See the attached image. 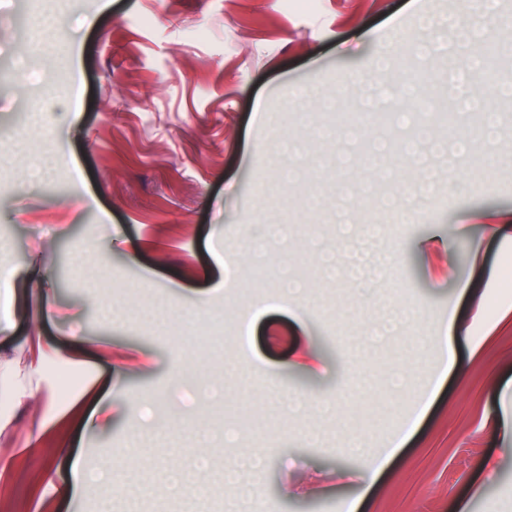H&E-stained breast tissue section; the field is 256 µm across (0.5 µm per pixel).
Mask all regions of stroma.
<instances>
[{
  "instance_id": "obj_1",
  "label": "stroma",
  "mask_w": 512,
  "mask_h": 512,
  "mask_svg": "<svg viewBox=\"0 0 512 512\" xmlns=\"http://www.w3.org/2000/svg\"><path fill=\"white\" fill-rule=\"evenodd\" d=\"M45 8L0 0V143L13 146L0 153V512H341L365 464L342 440L372 456L402 430L360 512H451L476 485L470 512H512V438L490 430L512 416V330L468 357L512 299V240L470 221L512 211V98L468 73L474 45L439 27L452 15L482 41H512V0L493 14L467 0H66L56 34L18 68ZM399 31L417 41L390 72L442 100L466 91L475 109L445 126L378 98L370 64ZM484 107L501 120L492 143L478 135ZM372 110L388 119L369 136L315 135L335 113ZM427 129L471 147L427 157L434 191L411 223H392L386 201L403 188L367 153L394 168L401 141ZM39 153L53 173L33 183ZM265 222L287 235L256 256ZM450 230L447 252L419 251ZM107 297L127 303L120 319L103 314ZM398 303L426 336L456 318L464 374L437 376V354L404 335H372ZM218 320L220 338L207 333ZM228 363L243 369L236 397L194 398ZM339 390L348 401L327 417L278 401ZM176 412L183 428L145 434L133 469L64 493L72 459L125 457L142 420ZM229 423L271 461L261 491H224ZM200 424L213 438L203 477Z\"/></svg>"
}]
</instances>
